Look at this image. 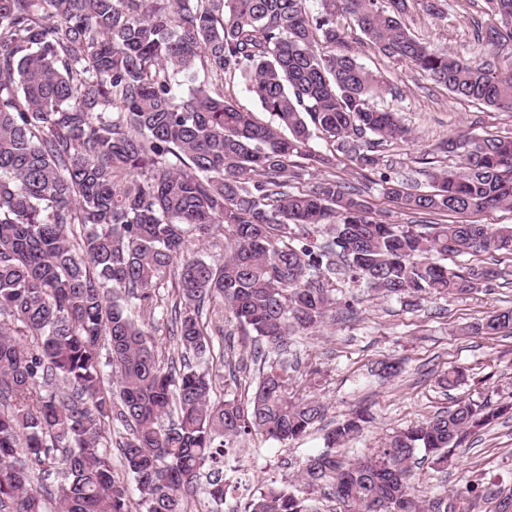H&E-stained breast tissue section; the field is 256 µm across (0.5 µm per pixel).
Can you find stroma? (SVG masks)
<instances>
[{"mask_svg":"<svg viewBox=\"0 0 512 512\" xmlns=\"http://www.w3.org/2000/svg\"><path fill=\"white\" fill-rule=\"evenodd\" d=\"M337 21L359 39L351 16H338ZM492 22L485 0H448V10L440 19L414 4L406 17L411 31L431 48L467 56L476 50V27ZM358 58L381 73L386 84L377 105L398 110L411 130L410 142L390 141L382 146V165L415 187L428 188L429 166L450 165V158L434 152L443 139L462 132L478 136L512 132V112L452 99L443 86L379 55L368 42L360 41ZM501 266L510 275L489 291L454 301L424 300L416 312L393 300L369 297L356 319L329 322L319 335L306 339L300 348L302 367L322 373L318 394L329 407L327 422L359 407L367 408L372 418L363 434L350 443L346 456L371 452L395 430L433 415L466 394L512 402V335L459 333L464 324L512 307V255H502ZM389 358L400 360L403 372L380 378L377 363ZM453 366L466 373L467 383L447 390L438 380ZM323 447L319 430L288 446L251 436L243 441L239 454L227 459L225 469L239 483L237 498L244 499L272 480L285 486L295 483L299 463ZM470 479L512 490V418H500L472 435L456 451L447 472L434 471L425 463L413 477L428 493L444 488L460 491Z\"/></svg>","mask_w":512,"mask_h":512,"instance_id":"stroma-1","label":"stroma"}]
</instances>
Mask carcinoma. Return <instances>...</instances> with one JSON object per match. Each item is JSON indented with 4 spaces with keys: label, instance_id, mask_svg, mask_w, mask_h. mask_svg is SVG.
Returning <instances> with one entry per match:
<instances>
[{
    "label": "carcinoma",
    "instance_id": "obj_1",
    "mask_svg": "<svg viewBox=\"0 0 512 512\" xmlns=\"http://www.w3.org/2000/svg\"><path fill=\"white\" fill-rule=\"evenodd\" d=\"M411 1L445 12L446 0H318L313 12L308 0H0V512H44L47 496L58 512H132L113 472L116 423L138 512H187L201 489L209 512H224V458L241 437L287 444L326 418L327 404L292 387L288 349L328 318L358 315L336 280L415 311L505 278L448 260L512 254V225L468 220L512 209V135L448 137L439 149L460 166L431 171L426 192L379 171V147L410 131L370 104L382 82L340 11L451 98L512 112V74L481 52L430 49L405 22ZM487 4L498 21L477 44L512 43V0ZM238 76L270 121L224 95ZM318 132L333 150L315 149ZM342 156L399 213L450 221L388 222L336 175ZM221 225L223 258L189 252ZM132 304L160 321L138 324ZM221 304L253 345L245 402L229 389L211 398ZM160 325L176 360L159 357ZM462 331L511 332L512 308ZM511 410L460 397L345 462L339 448L370 419L356 409L325 430L300 487L272 481L231 512H317L327 488L336 512H456L446 492L419 497L418 454L445 469ZM464 494L474 509L494 492L471 480Z\"/></svg>",
    "mask_w": 512,
    "mask_h": 512
}]
</instances>
